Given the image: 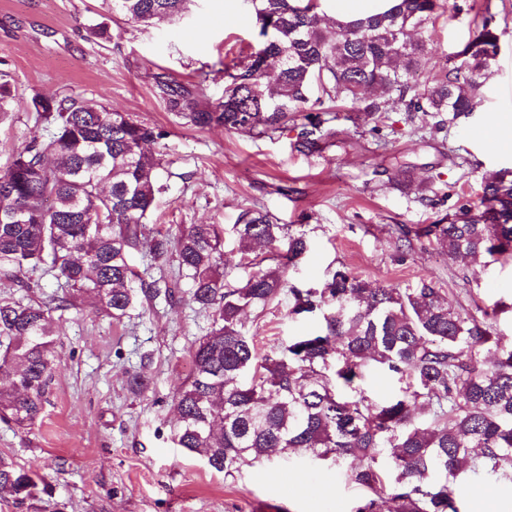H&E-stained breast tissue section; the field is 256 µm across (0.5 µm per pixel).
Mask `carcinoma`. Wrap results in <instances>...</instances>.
<instances>
[{"label": "carcinoma", "mask_w": 512, "mask_h": 512, "mask_svg": "<svg viewBox=\"0 0 512 512\" xmlns=\"http://www.w3.org/2000/svg\"><path fill=\"white\" fill-rule=\"evenodd\" d=\"M110 17L146 26L173 21L187 0H103ZM266 37L246 60L224 65V98L210 104L200 85L154 76L170 112L194 126L249 129L268 135L307 121L299 149H320L324 100L382 119L389 101L406 112H473L485 72L499 52L495 13L485 4L472 36L425 84L432 26L442 0H397L388 12L327 35L318 0H251ZM318 86L321 96L310 101ZM15 94L0 73V112ZM47 129L14 151L0 170V270L20 276L48 264L64 281L57 306L0 302V420L25 429L42 412L55 370L52 311L88 296L115 322L175 291L141 280L130 250L145 242L156 260L175 254L192 300L212 311V324L191 351L193 369L174 396V441L203 455L224 476L278 455L332 461L364 492L353 512H460L464 471L512 478V344L485 317L463 313L422 281L414 288H371L341 266L319 288L286 279L309 251L302 230L276 224L261 208L243 211L225 250L224 226L191 224L177 232L146 220L164 191L161 154L148 149L164 132L104 105L73 97L30 99ZM414 237L448 256L512 258V171L486 179L477 208ZM271 264H265L266 260ZM257 267L228 281L233 263ZM291 313L319 314V331L261 356L243 316L263 312L282 293ZM404 382L394 396L371 399L360 386L368 366ZM0 493L18 507L41 499L48 485L13 457L0 454Z\"/></svg>", "instance_id": "carcinoma-1"}]
</instances>
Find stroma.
<instances>
[{"label":"stroma","instance_id":"stroma-1","mask_svg":"<svg viewBox=\"0 0 512 512\" xmlns=\"http://www.w3.org/2000/svg\"><path fill=\"white\" fill-rule=\"evenodd\" d=\"M483 0H444L435 24L426 76L442 72L468 37ZM500 52L484 80L476 112L443 127L392 104L383 124L331 122L319 151L302 153L300 129L256 135L215 126L199 129L168 111L154 74L202 83L209 101L224 95V66L258 50L260 25L247 0H189L183 15L158 26L117 18L110 39L91 36L102 0H0V59L16 87L15 111L0 113V168L16 149L45 136L30 108L33 93L76 95L161 128L165 190L152 228L221 224L259 207L276 223L303 225L310 250L289 270L299 288H316L329 270L346 267L374 287L439 288L455 308L482 315L512 343V259L449 261L428 242L404 232L454 217L480 204L482 182L512 169V131L499 148L475 141L472 129L512 116V0H492ZM428 184L423 196L405 193L407 177ZM145 281L163 279L174 300L158 299L115 323L91 299L59 310L60 280L43 270L24 283L0 271V301L53 305L57 366L41 418L30 428L0 423V453L40 473L48 503L0 512H352L358 490L334 466L289 464L274 457L231 477L211 471L201 455L176 447L175 392L191 374L194 342L211 327L178 275L175 257L154 260L147 245L131 252ZM281 295L245 327L259 353L319 330L318 316H294ZM150 382L141 395L128 379ZM461 512H512V481L465 479Z\"/></svg>","mask_w":512,"mask_h":512}]
</instances>
